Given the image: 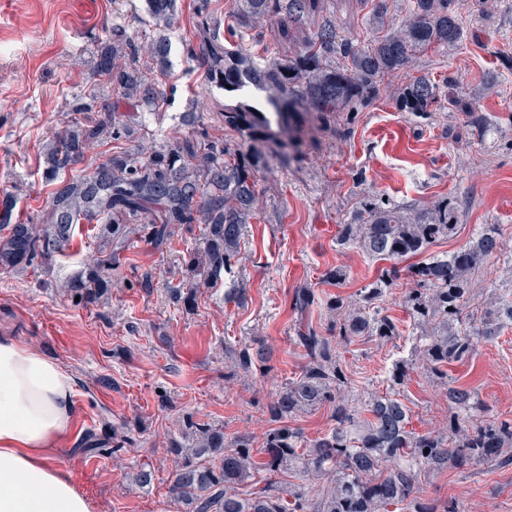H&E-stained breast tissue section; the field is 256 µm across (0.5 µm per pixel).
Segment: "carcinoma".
Listing matches in <instances>:
<instances>
[{
  "instance_id": "1",
  "label": "carcinoma",
  "mask_w": 512,
  "mask_h": 512,
  "mask_svg": "<svg viewBox=\"0 0 512 512\" xmlns=\"http://www.w3.org/2000/svg\"><path fill=\"white\" fill-rule=\"evenodd\" d=\"M231 17L239 27L272 14L300 28L312 10L311 0H232ZM147 16L155 25L168 23L176 0H146ZM385 6L374 7L376 35L365 43L342 39L326 21L293 55L262 60L240 45L224 41L215 20L212 0H199L197 40L188 55L204 70L208 83L243 94L252 85L270 91L268 105L288 115L295 127L300 110L353 112L375 95L378 82L397 75L413 59L456 44L462 19L455 0H413L400 29L385 28ZM116 41L98 51L92 76L115 87L152 111L159 97L158 83L148 72L162 68L168 45L163 37L138 44L112 31ZM438 102L437 86L426 75L401 85V110L425 118ZM79 111L101 112L95 124L73 122L54 133L43 146V175L56 182L43 223H12L14 201L0 199V271H15L36 259L52 260L72 239L78 224L101 225V248L84 280L68 291L83 303H95L112 286L130 226L160 248L167 244L176 224L202 225L200 252L204 265L190 258L187 280L176 289L177 298L191 306L196 277L218 281L232 272L239 245L257 204V169L266 154L246 145L263 138L246 113L247 104L224 106V123L233 128L244 146L233 147L200 125L199 113L190 109L180 117L179 135L151 149L120 151L89 175L67 180L58 176L74 171L102 139L120 134L122 123L108 114L107 100L93 88ZM457 228L448 200L412 215L378 196H367L349 224L341 227L339 244L356 245L377 260H400L420 255L435 242L448 239ZM501 242L494 228L484 230L469 247L451 255L432 256L409 267L385 268L378 281L348 301L336 296L327 301L334 319L320 331L312 326L296 337L306 364L285 383L267 407L277 426L261 441L246 435L224 434V429L183 417V441L170 442L168 452L177 466L170 491L186 512H438L439 506L419 497L421 477L448 468L466 472L481 463L512 466V420L485 418L470 412L472 391L448 383V365L469 360L476 343L492 340L512 327V289L486 309L469 305L472 275L483 263L500 255ZM407 280L402 305L421 329L411 358L395 362L392 386L405 382L410 370L423 366L448 385V405L455 412L442 432H417L410 409L396 395L373 396L362 420L344 391L350 384L338 346L360 339L392 341L401 335L397 320L372 309L395 282ZM319 295L308 286L296 289L295 306L305 311L318 304ZM237 368L250 372L262 362L257 338L232 350ZM332 407L334 427L306 440L287 419L302 410ZM135 438L125 434L112 447L88 437L84 451L112 455ZM326 484L308 490L275 480L279 475L318 478Z\"/></svg>"
}]
</instances>
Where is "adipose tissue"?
Returning a JSON list of instances; mask_svg holds the SVG:
<instances>
[{
    "label": "adipose tissue",
    "mask_w": 512,
    "mask_h": 512,
    "mask_svg": "<svg viewBox=\"0 0 512 512\" xmlns=\"http://www.w3.org/2000/svg\"><path fill=\"white\" fill-rule=\"evenodd\" d=\"M73 397L57 361L0 336V512H93L54 457Z\"/></svg>",
    "instance_id": "adipose-tissue-1"
}]
</instances>
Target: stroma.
Here are the masks:
<instances>
[{
    "label": "stroma",
    "instance_id": "1",
    "mask_svg": "<svg viewBox=\"0 0 512 512\" xmlns=\"http://www.w3.org/2000/svg\"><path fill=\"white\" fill-rule=\"evenodd\" d=\"M144 2L99 0L98 13L83 14L75 0H0V196L16 197L15 218L28 222L44 213L53 186L42 176L41 147L74 117L100 41L116 27L142 43L153 38ZM376 2L319 0L302 32L314 33L327 18L340 36L369 39ZM196 5L178 0L177 16L165 30L168 53L156 115L137 123V104L101 87L112 113L125 116L127 131L96 145L78 173L91 172L112 152L161 144L192 106L210 135L238 142L221 110L231 94L209 84L187 54L196 40ZM457 7L463 20L457 45L385 78L355 112H335L322 121L301 113L296 130L282 136L256 174L260 203L231 275L201 286L194 310H186L172 288L198 249L196 224L175 226L161 250L130 237L111 291L98 303L77 302L64 291L92 264L95 224L77 225L52 264L0 271V334L58 361L72 377L71 429L55 457L93 512H181L169 493L175 462L167 448L181 438L185 413L222 426L230 436L257 438L269 428L267 405L305 364L294 341L298 328L322 329L331 318L322 304L307 314L295 309L296 288L308 285L322 299L352 301L383 267L336 242L339 225L349 223L360 198L379 195L417 212L448 200L456 209L457 232L432 245L433 255L453 253L484 225H498L502 253L476 272L471 303L483 307L497 289L512 286V65L504 62L512 57V0H457ZM236 40L272 57L299 48L272 16L260 34L243 30ZM423 73L438 82L442 100L426 119L401 111L395 97L401 82ZM474 115L479 124H471ZM336 269L344 272L338 282L328 277ZM237 283L245 287L242 304L226 303L225 291ZM404 288L397 281L383 304L400 321L402 336L358 339L342 352L353 406L386 391L393 362L416 335L402 306ZM254 337L270 352L268 372H243L229 355ZM452 377L474 393L481 414L512 419V329L480 342L468 363L453 367ZM400 394L416 430L442 428L450 409L436 376L416 367ZM129 428L136 443L118 456L82 453L89 435L108 439ZM143 466L154 474L148 489L134 480ZM421 486L425 500H453L464 512H512V468L444 470L426 476Z\"/></svg>",
    "mask_w": 512,
    "mask_h": 512
}]
</instances>
